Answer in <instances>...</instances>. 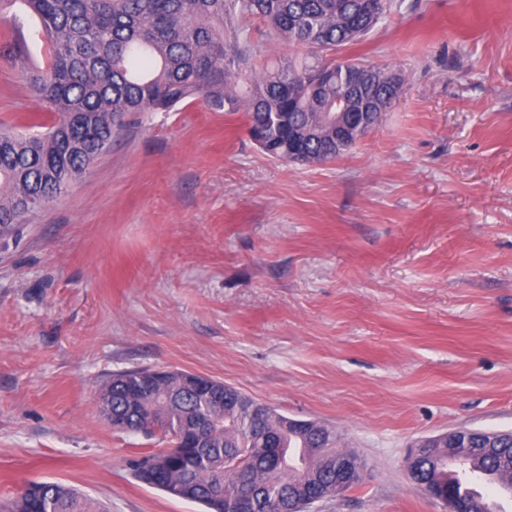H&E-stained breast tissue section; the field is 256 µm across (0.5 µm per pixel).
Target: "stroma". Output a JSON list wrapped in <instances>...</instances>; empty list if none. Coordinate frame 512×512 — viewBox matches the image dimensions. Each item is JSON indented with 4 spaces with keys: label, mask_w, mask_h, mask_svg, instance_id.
<instances>
[{
    "label": "stroma",
    "mask_w": 512,
    "mask_h": 512,
    "mask_svg": "<svg viewBox=\"0 0 512 512\" xmlns=\"http://www.w3.org/2000/svg\"><path fill=\"white\" fill-rule=\"evenodd\" d=\"M404 92L334 161L272 158L242 113L137 112L0 248V501L205 512L138 481L112 374L188 371L337 432L365 478L313 512H446L414 440L512 430V0H391L344 50ZM0 58V121L41 111ZM1 512H103L84 494L54 482L31 481L23 485Z\"/></svg>",
    "instance_id": "stroma-1"
}]
</instances>
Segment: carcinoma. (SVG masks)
<instances>
[{
	"label": "carcinoma",
	"instance_id": "obj_1",
	"mask_svg": "<svg viewBox=\"0 0 512 512\" xmlns=\"http://www.w3.org/2000/svg\"><path fill=\"white\" fill-rule=\"evenodd\" d=\"M25 6L46 46L43 64L28 62L25 46L9 34L0 57L24 64L23 77L51 119L35 114L0 128V244L16 235L108 147L131 112H170L202 100L212 112L242 113L252 139L269 155L288 159L292 128L315 134L297 144L307 163L338 158L328 131L341 89L334 74L355 60L339 50L367 35L390 10V0H0ZM253 21L252 28L238 21ZM306 54L281 57L251 73L243 66L266 52L263 38ZM378 78L368 98L395 101L401 88ZM250 398L221 381L172 370H132L112 375L101 388L104 413L124 431L169 444L167 459L148 454L135 461L137 478L173 494L195 487L190 500L208 512H228L224 500L242 490L231 473L242 470L256 501L276 491L283 504L329 491L335 431L313 423L296 430L268 407L255 433L246 428ZM448 440L436 438L412 464L411 483L443 504L462 492L448 475ZM465 458L485 480L512 491V440L493 452ZM0 512H103L84 494L54 482L23 485Z\"/></svg>",
	"mask_w": 512,
	"mask_h": 512
}]
</instances>
